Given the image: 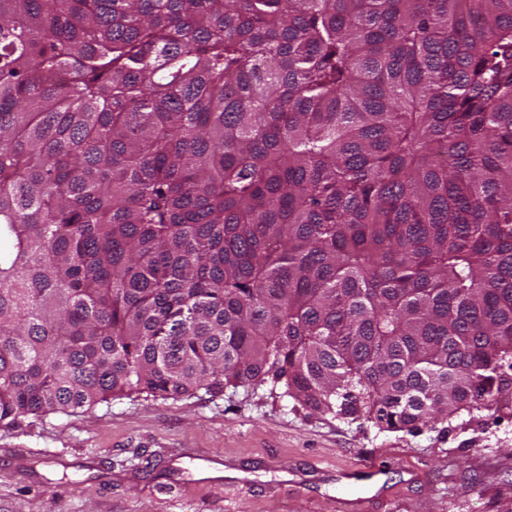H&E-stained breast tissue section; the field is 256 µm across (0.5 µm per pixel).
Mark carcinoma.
<instances>
[{"label":"carcinoma","mask_w":512,"mask_h":512,"mask_svg":"<svg viewBox=\"0 0 512 512\" xmlns=\"http://www.w3.org/2000/svg\"><path fill=\"white\" fill-rule=\"evenodd\" d=\"M262 385L512 415V0H0V427Z\"/></svg>","instance_id":"carcinoma-1"}]
</instances>
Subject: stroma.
<instances>
[{"label": "stroma", "instance_id": "obj_1", "mask_svg": "<svg viewBox=\"0 0 512 512\" xmlns=\"http://www.w3.org/2000/svg\"><path fill=\"white\" fill-rule=\"evenodd\" d=\"M380 458L374 512H512V416L382 431L268 386L133 395L0 428V512H336L331 472Z\"/></svg>", "mask_w": 512, "mask_h": 512}]
</instances>
